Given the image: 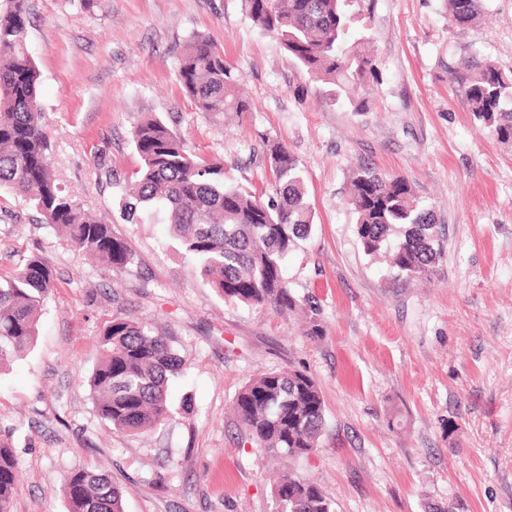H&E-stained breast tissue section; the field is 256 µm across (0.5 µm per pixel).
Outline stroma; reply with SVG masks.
<instances>
[{"label": "stroma", "instance_id": "stroma-1", "mask_svg": "<svg viewBox=\"0 0 512 512\" xmlns=\"http://www.w3.org/2000/svg\"><path fill=\"white\" fill-rule=\"evenodd\" d=\"M92 3L30 0L28 44L51 169L135 263L109 278L0 194V272L40 256L57 276L35 344L0 372V430L19 459L11 512H66L61 481L78 465L110 475L125 512H274L285 471L317 483L335 512H512V147L445 73L474 50L512 70V0H484L463 28L446 0H356L381 73L364 112L312 82L244 0ZM196 36L240 74L252 111L202 112L184 94L177 61ZM149 113L264 199L267 144L296 158L314 212L285 264L297 309L224 301L162 215L123 220L131 132ZM362 164L433 205L444 256L430 278H394L364 253L349 203ZM117 315L149 320L187 361L169 380L172 417L142 436L101 422L84 382ZM288 368L316 378L328 422L295 459L242 445L231 410L247 378Z\"/></svg>", "mask_w": 512, "mask_h": 512}]
</instances>
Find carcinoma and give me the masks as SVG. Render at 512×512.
Returning <instances> with one entry per match:
<instances>
[{"instance_id": "1", "label": "carcinoma", "mask_w": 512, "mask_h": 512, "mask_svg": "<svg viewBox=\"0 0 512 512\" xmlns=\"http://www.w3.org/2000/svg\"><path fill=\"white\" fill-rule=\"evenodd\" d=\"M0 12V189L30 205L41 223L62 233L71 248L101 260L119 278L135 262L128 243L67 195L50 169V143L38 104L40 73L28 48V0H9ZM253 23L275 37L312 79L332 88L355 111H367L359 90L380 82L369 37L352 30L349 0H246ZM484 0H448L450 23L479 20ZM185 94L201 112H250L239 92L240 76L209 39L189 41L177 64ZM448 82L469 112L512 145V71L476 53L462 68L448 67ZM140 163L123 186L124 216L156 205L166 213L185 254L226 301L275 310L297 306L283 278V260L312 231L314 213L297 160L270 144L266 156L275 196L264 202L224 181V162L188 149L159 117L131 133ZM351 202L364 252L381 257L399 276L424 278L442 257L443 227L433 207L419 200L402 176H384L361 165L351 178ZM55 288L54 268L22 258L0 274V369L35 341L45 303ZM185 360L169 338L147 320L114 318L100 335L87 377L98 418L118 434L139 435L172 415L170 377ZM234 409L246 442L288 457L317 450L326 426L325 402L315 378L302 370L268 371L249 378ZM18 458L0 437V512H11ZM67 512H124L121 488L85 466L62 482ZM276 512H334L313 482L291 473L273 488Z\"/></svg>"}]
</instances>
